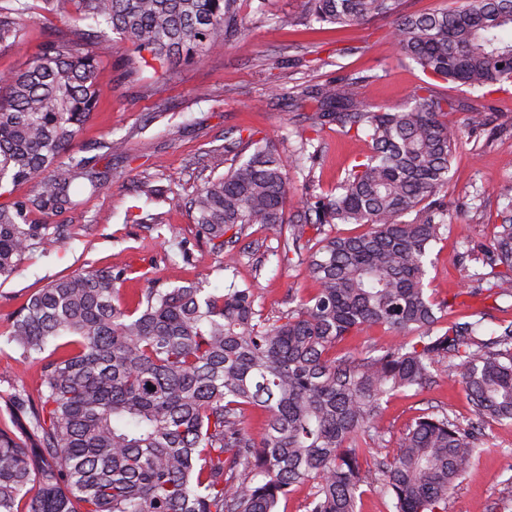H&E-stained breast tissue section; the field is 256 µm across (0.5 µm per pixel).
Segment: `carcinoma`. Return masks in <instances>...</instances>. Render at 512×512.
Instances as JSON below:
<instances>
[{"label":"carcinoma","instance_id":"obj_1","mask_svg":"<svg viewBox=\"0 0 512 512\" xmlns=\"http://www.w3.org/2000/svg\"><path fill=\"white\" fill-rule=\"evenodd\" d=\"M38 15L85 23L55 32L17 73L0 75V187L34 182L27 198L0 205V277L33 251L66 238L33 212L79 205L105 175L74 147L98 96L99 54L110 34L132 46L125 78L156 62L162 75L183 54L225 47L238 34V0H36ZM306 25L391 24L398 52L430 79L392 111L359 100L365 78L296 85L289 92L300 127L364 135L371 152L328 194L309 192L319 149L312 139L283 155L245 129L224 133L230 166L187 198L154 185L140 194L183 203L235 274L238 244L257 224L285 234L277 264L290 255L317 283L288 296L275 315L255 288L224 291L190 281L120 299L126 271H74L48 283L9 319L17 362L42 363L37 398H10L26 436L0 427V512H279L314 481L306 512H358L365 485H377L393 512H448L467 462L486 445L490 421L512 422V322L490 337L481 321L448 320L425 283L430 251L448 228L451 159L463 131L448 122L459 104L432 82L470 89L512 85V0H456L405 14L400 0H301ZM24 0H0V50L25 40ZM250 155H245L247 150ZM304 190L290 187L288 172ZM413 219L408 220L406 216ZM475 293L512 298V197L498 212ZM337 224H362L338 236ZM505 271H500V268ZM380 325L399 340L336 356L351 334ZM65 342H59V339ZM456 371L473 408L468 427L446 412L420 417L388 447L382 405L394 392L420 391L437 372ZM266 415L255 434L247 412Z\"/></svg>","mask_w":512,"mask_h":512}]
</instances>
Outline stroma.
<instances>
[{"label":"stroma","mask_w":512,"mask_h":512,"mask_svg":"<svg viewBox=\"0 0 512 512\" xmlns=\"http://www.w3.org/2000/svg\"><path fill=\"white\" fill-rule=\"evenodd\" d=\"M260 4L265 7L261 14L256 11ZM300 12V0H242L239 38L228 47L180 59L168 80L149 67L135 79H124L123 62L131 52L127 43L102 55L96 76L99 105L78 145L86 155L98 156L97 168L108 181L96 193H81L79 207L57 216V223L71 225L70 238L27 257L15 273L0 279V327L50 280L86 262L125 269L126 293L148 288L150 279L143 277L147 271L165 288L198 278L223 288L219 259L200 236L192 210L149 201L138 195L135 185L141 175L156 173L160 185L171 183L192 194L200 184L202 159L223 145L226 131L239 127L288 150L296 110L288 97L271 92L269 75H278L288 89L357 73L368 77L360 93L376 110L402 105L422 84L420 68L397 53L389 21L312 31L302 25ZM23 23L25 42L0 52V74L25 68L52 32L73 27L74 20L40 18L31 10ZM436 90L462 105L450 121L464 122L468 109L476 108L483 111L485 124L467 134L465 145L454 154L447 188L452 222L432 248L428 293L467 320L483 321L489 331L512 320V298L473 295L472 276L484 270L481 248L491 242L496 213L504 194L512 190V168L506 165L512 159V89L487 94L440 83ZM119 137L129 140L124 158L104 148ZM313 143L320 149L313 170L318 195L334 191L370 152L369 142L332 128L322 130ZM149 213L161 214L167 230L143 223ZM255 264V258H244L235 278L254 285L265 310L282 309L289 293L305 295L315 287L302 264L280 266L271 260L260 270ZM40 382V365H21L11 347H0V393L17 385L32 393ZM437 408L447 409L463 426L473 418L462 385L443 375L424 391L388 398L380 419L384 439L396 443L418 417ZM486 435V448L466 465L448 512H475L479 507L512 512V424L488 423Z\"/></svg>","instance_id":"35a3bbf8"}]
</instances>
